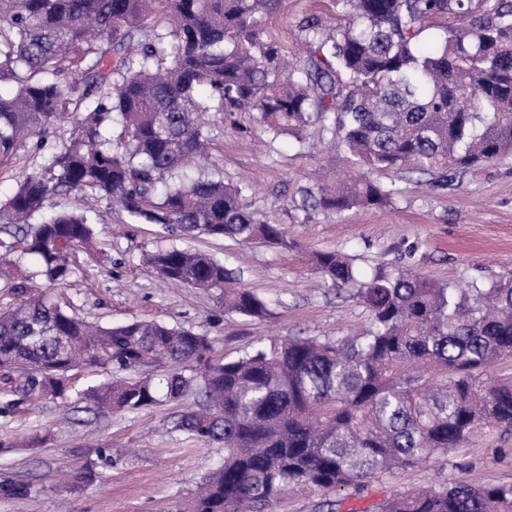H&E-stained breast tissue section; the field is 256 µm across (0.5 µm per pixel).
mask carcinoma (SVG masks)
Returning <instances> with one entry per match:
<instances>
[{"instance_id": "1", "label": "carcinoma", "mask_w": 512, "mask_h": 512, "mask_svg": "<svg viewBox=\"0 0 512 512\" xmlns=\"http://www.w3.org/2000/svg\"><path fill=\"white\" fill-rule=\"evenodd\" d=\"M279 0H0V163L50 126L68 142L0 201V242L38 261L51 284L94 248L86 215H45L52 195L106 201L182 234L297 247L280 224L241 202V189L200 169L205 112L255 114L262 132L335 137L361 171L309 194L315 210L382 209L394 190L368 173L426 178L445 189L460 172L512 154V0H336L339 23L299 29L306 59L290 64L263 39ZM441 27L436 50L419 36ZM122 125L112 139L114 122ZM148 263L166 281L217 293L224 308L262 317L267 303L213 256L176 245ZM332 286H355L370 312L354 336H289L232 361L207 336L159 322L103 327L18 279L0 312V406L65 398L69 372L111 373L86 396L101 412H134L194 396L175 429L224 444V460L169 512H276L296 491L361 490L379 473L448 458L490 432H512V383L482 380L512 357V283L460 288L407 269L357 279L333 251L313 253ZM23 375L17 383L13 373ZM95 464L69 480L80 490ZM31 484L0 481V497ZM380 512H512V484L446 481L385 500Z\"/></svg>"}]
</instances>
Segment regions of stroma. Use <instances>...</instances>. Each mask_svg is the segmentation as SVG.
<instances>
[{"mask_svg":"<svg viewBox=\"0 0 512 512\" xmlns=\"http://www.w3.org/2000/svg\"><path fill=\"white\" fill-rule=\"evenodd\" d=\"M311 14L333 24L334 0H281L265 18L264 36L296 57L302 41L298 25ZM204 120L212 136L210 163L223 171L226 183L242 187L244 206L284 225L298 249L179 236L162 225L112 213L102 203L90 216L94 253L73 257L69 279L52 289L67 310L106 326L135 319L180 326L208 336L214 357L231 360L282 336L336 339L367 325L370 314L350 291L318 282L311 264L316 251L343 253L363 274L399 267L463 285L476 279L512 280V156L466 171L457 188L445 191L377 172L374 181L395 191L390 206L315 212L304 205L307 191L321 181L355 175L343 163L327 167L325 158L335 150L332 137L314 132L302 144L289 135L263 142L252 129L251 113L209 112ZM69 132L68 124L58 123L44 136L43 150L27 146L13 164L0 166V200L40 166L42 151L61 146ZM173 244L223 261L265 299L267 315L228 312L215 294L162 281L145 256ZM106 378L91 368L76 371L68 398L28 401L12 414H0V436L16 442L0 449V478L34 488L23 499L0 498V512H164L190 497L223 460L221 444L175 430L192 399L98 414L84 393ZM102 448L111 460L100 464L96 482L79 492L60 482V471L97 462ZM448 479L512 483V435L492 432L446 461L376 475L363 493L345 489L335 499L340 512H379L391 495Z\"/></svg>","mask_w":512,"mask_h":512,"instance_id":"obj_1","label":"stroma"}]
</instances>
